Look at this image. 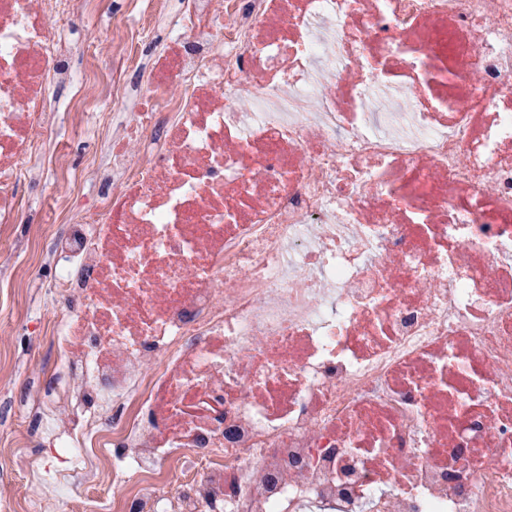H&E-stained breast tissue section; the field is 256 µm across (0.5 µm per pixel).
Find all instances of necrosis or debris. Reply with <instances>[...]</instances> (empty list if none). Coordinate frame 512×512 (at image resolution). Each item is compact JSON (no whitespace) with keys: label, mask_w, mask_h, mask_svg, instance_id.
I'll return each instance as SVG.
<instances>
[{"label":"necrosis or debris","mask_w":512,"mask_h":512,"mask_svg":"<svg viewBox=\"0 0 512 512\" xmlns=\"http://www.w3.org/2000/svg\"><path fill=\"white\" fill-rule=\"evenodd\" d=\"M88 0H0V235ZM110 46L0 512H512V0H187ZM137 153H130V144ZM111 485L44 498L39 485Z\"/></svg>","instance_id":"obj_1"}]
</instances>
